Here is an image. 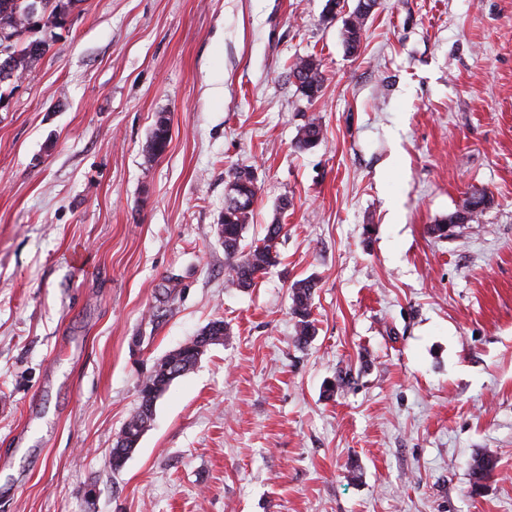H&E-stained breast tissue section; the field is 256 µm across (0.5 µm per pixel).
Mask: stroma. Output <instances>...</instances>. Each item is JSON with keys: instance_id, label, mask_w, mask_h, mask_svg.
Masks as SVG:
<instances>
[{"instance_id": "1", "label": "stroma", "mask_w": 512, "mask_h": 512, "mask_svg": "<svg viewBox=\"0 0 512 512\" xmlns=\"http://www.w3.org/2000/svg\"><path fill=\"white\" fill-rule=\"evenodd\" d=\"M325 3L78 0L0 84V512H512V0H382L353 57ZM240 167L246 241L284 226L245 291L216 234ZM473 189L479 223L430 235ZM216 318L113 471L142 378ZM313 59L300 58L289 67V77L305 79L299 85L302 94L313 101L320 97L325 77L323 71ZM311 136L316 137L321 141L323 136L322 124L319 117L313 115L308 121L301 127L300 135L296 140V148L299 150H310L317 144L311 140ZM317 283L312 278L295 281L291 287V314L296 321L295 338L306 344L316 332L312 318L313 299ZM497 468V461L492 456H481L473 460L470 466V487L473 494L479 493L485 482L492 476Z\"/></svg>"}]
</instances>
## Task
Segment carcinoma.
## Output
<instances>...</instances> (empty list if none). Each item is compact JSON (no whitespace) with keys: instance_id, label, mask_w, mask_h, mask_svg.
<instances>
[{"instance_id":"carcinoma-1","label":"carcinoma","mask_w":512,"mask_h":512,"mask_svg":"<svg viewBox=\"0 0 512 512\" xmlns=\"http://www.w3.org/2000/svg\"><path fill=\"white\" fill-rule=\"evenodd\" d=\"M338 0H326L324 18L334 20L338 15H343V42L350 54L358 52L363 31L370 15L361 10V4L357 3L353 9L342 14L336 11ZM28 0H0V31H6L12 41L7 45L13 65L10 71H0V84L7 80L19 79L26 70L36 65L37 60L32 54V47L39 45L42 53H47L50 44L43 39L30 37L32 29L39 24L36 16L27 11ZM289 76L301 80L299 88L307 99L313 101L320 97L325 77L319 64L314 60L300 58L289 67ZM168 124L165 120H157L151 131L149 152L159 155L164 152L167 142L166 136ZM322 139L323 129L319 117L313 115L301 127L300 135L296 140V148L310 150L316 146L311 137ZM232 180L240 185L244 194L251 197L249 202L240 207L224 204V257L226 260L227 282L230 287L239 290H247L256 285L257 280L278 262L279 254L276 249L277 239L283 231V225L269 224L265 229L264 237L250 245L244 244V232L253 214V206L258 198L259 190L251 189L248 172L244 168H237L232 173ZM482 215L480 211H472L467 203H462L459 209L428 227V232L437 238L448 236L450 224H473L479 222ZM317 283L311 278L295 281L291 287V314L296 321L295 338L300 344L307 343L316 332L314 319L312 318L313 299ZM197 342L194 337H189L174 349L177 357L182 362L181 369L189 373L197 364L195 349ZM173 380L165 378L158 372H152L144 377L140 383V401L135 412L126 420L125 425L143 432L151 426L150 418L144 414L145 395L156 392L166 393ZM497 468V461L491 456H481L473 460L470 466L471 493H479L485 486V482L492 476Z\"/></svg>"}]
</instances>
